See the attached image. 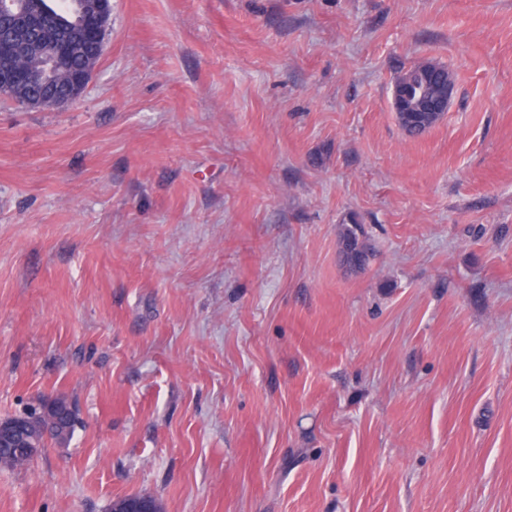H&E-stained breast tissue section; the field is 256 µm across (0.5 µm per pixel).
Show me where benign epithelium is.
Here are the masks:
<instances>
[{
  "label": "benign epithelium",
  "instance_id": "1",
  "mask_svg": "<svg viewBox=\"0 0 512 512\" xmlns=\"http://www.w3.org/2000/svg\"><path fill=\"white\" fill-rule=\"evenodd\" d=\"M111 0H91L80 7L79 22L85 35L97 47L98 56H103L109 35ZM427 81L418 84L407 78L392 89V109L395 112H432L439 119L447 115L451 103L454 83L439 70L429 69ZM95 70L87 69L71 84L60 86L49 93L24 102L26 106L63 108L75 102L84 93ZM41 75L32 68H8L0 72V88L11 91L19 87H35ZM57 403L56 397L46 395L26 407L17 420L0 424L1 444L24 450L27 444L19 437L22 429L46 417Z\"/></svg>",
  "mask_w": 512,
  "mask_h": 512
}]
</instances>
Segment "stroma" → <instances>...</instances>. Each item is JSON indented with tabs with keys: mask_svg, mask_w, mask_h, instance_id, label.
<instances>
[{
	"mask_svg": "<svg viewBox=\"0 0 512 512\" xmlns=\"http://www.w3.org/2000/svg\"><path fill=\"white\" fill-rule=\"evenodd\" d=\"M52 393L0 512H512V0H112L77 101L0 99V418ZM430 72L427 80L419 85L412 76L392 89V109L394 112H432L435 119L445 117L451 103L454 83L452 79L439 70L428 67ZM434 85V91L428 83ZM339 254L349 269L361 270L367 265L372 254L361 224H342L339 231ZM74 429L75 428L66 433H56V431H54L53 434H50L48 439H46L44 437L43 428L40 425L33 426L30 430L29 437L36 440L38 446L30 448L29 452L25 454L11 453L9 451L1 452L0 449V469H15L29 465L49 442L57 445L58 447L65 446L72 438Z\"/></svg>",
	"mask_w": 512,
	"mask_h": 512,
	"instance_id": "35a3bbf8",
	"label": "stroma"
}]
</instances>
